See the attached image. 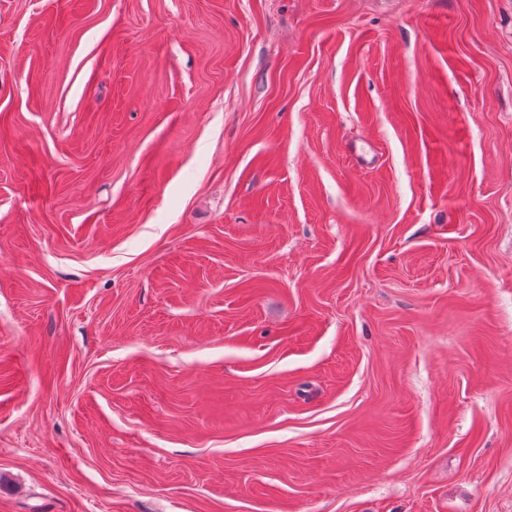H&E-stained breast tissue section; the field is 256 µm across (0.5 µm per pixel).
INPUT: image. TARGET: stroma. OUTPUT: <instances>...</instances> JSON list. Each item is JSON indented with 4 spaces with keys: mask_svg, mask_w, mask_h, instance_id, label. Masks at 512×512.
<instances>
[{
    "mask_svg": "<svg viewBox=\"0 0 512 512\" xmlns=\"http://www.w3.org/2000/svg\"><path fill=\"white\" fill-rule=\"evenodd\" d=\"M0 512H512V0H0Z\"/></svg>",
    "mask_w": 512,
    "mask_h": 512,
    "instance_id": "obj_1",
    "label": "stroma"
}]
</instances>
